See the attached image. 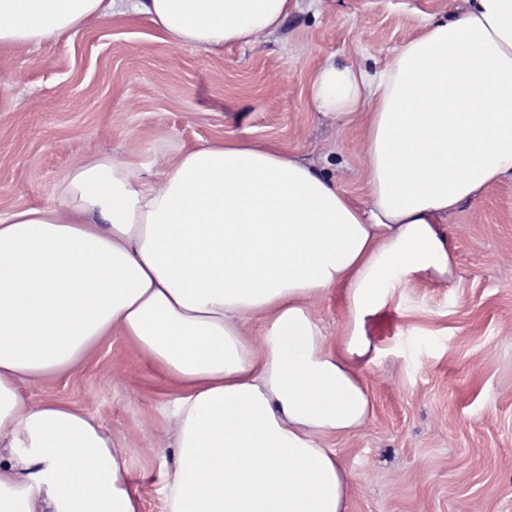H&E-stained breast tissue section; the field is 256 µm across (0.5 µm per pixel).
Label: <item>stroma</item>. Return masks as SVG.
<instances>
[{
  "instance_id": "35a3bbf8",
  "label": "stroma",
  "mask_w": 512,
  "mask_h": 512,
  "mask_svg": "<svg viewBox=\"0 0 512 512\" xmlns=\"http://www.w3.org/2000/svg\"><path fill=\"white\" fill-rule=\"evenodd\" d=\"M457 0H323L266 42L220 52L175 48L145 18L103 19L35 48H0V214L61 201L68 171L127 160L162 180V157L235 133L282 145L355 197L364 193L353 133L312 108L315 66L383 63L423 14ZM454 278L399 289L370 323L377 348L361 371L373 413L329 439L353 470L350 512H512V185L451 216ZM32 403L85 409L124 437L142 512H164L172 469L167 389L122 337L78 369L23 383Z\"/></svg>"
}]
</instances>
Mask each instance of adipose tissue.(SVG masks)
<instances>
[{"instance_id": "ef3b65f1", "label": "adipose tissue", "mask_w": 512, "mask_h": 512, "mask_svg": "<svg viewBox=\"0 0 512 512\" xmlns=\"http://www.w3.org/2000/svg\"><path fill=\"white\" fill-rule=\"evenodd\" d=\"M299 6L0 0V47L141 16L176 47L250 46ZM308 95L356 133L365 201L232 134L183 151L158 182L131 162H80L58 206L0 218V512H140L131 448L85 410L20 392L107 336L167 379L166 512H349L353 473L327 440L372 413L367 322L398 289L452 278L449 216L512 183V0H460L373 68L325 61ZM332 295L333 340L314 312Z\"/></svg>"}]
</instances>
